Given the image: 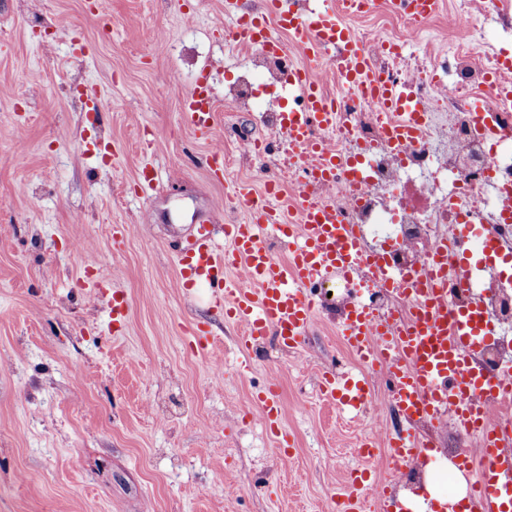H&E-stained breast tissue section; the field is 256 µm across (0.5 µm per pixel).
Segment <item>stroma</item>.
I'll list each match as a JSON object with an SVG mask.
<instances>
[{
	"instance_id": "obj_1",
	"label": "stroma",
	"mask_w": 512,
	"mask_h": 512,
	"mask_svg": "<svg viewBox=\"0 0 512 512\" xmlns=\"http://www.w3.org/2000/svg\"><path fill=\"white\" fill-rule=\"evenodd\" d=\"M345 24L403 43L408 68L443 56L460 27L512 58V29L470 0H442L411 35L387 0ZM234 27L224 0H0V512H332L360 441L383 434L381 375L355 417L318 389L321 372L358 367L341 320L367 284L322 306L299 350L267 337L246 369L239 328L210 288L179 286L176 249L195 221L213 217L218 236L247 223L243 196L293 160L282 149L256 160L242 141L278 139L261 112L288 102L270 99ZM204 70L217 113L208 141L184 125L177 96ZM245 71L252 100L225 99ZM217 148L218 175L204 164ZM147 166L159 182L149 194L138 188ZM116 224L129 235L113 238ZM116 287L128 307L119 325ZM199 326L215 341L205 354ZM268 382L284 408L275 433L253 401ZM415 429L438 450L409 460L416 475L451 446L480 457L448 422Z\"/></svg>"
}]
</instances>
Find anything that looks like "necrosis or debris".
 Wrapping results in <instances>:
<instances>
[{"instance_id": "1", "label": "necrosis or debris", "mask_w": 512, "mask_h": 512, "mask_svg": "<svg viewBox=\"0 0 512 512\" xmlns=\"http://www.w3.org/2000/svg\"><path fill=\"white\" fill-rule=\"evenodd\" d=\"M493 55L475 59L469 44L455 48V66L447 85L433 83L429 67L411 81L430 112L425 135L414 145L397 149L383 134L376 105L353 92L339 99L341 113L328 140L340 160L363 154L362 179L347 173L336 178L335 196L348 223L368 241L388 244L389 264L402 272L425 270L444 229L463 224L482 226L512 247V221L499 212L500 198L512 195V113L497 109L487 76L496 71ZM483 102L492 130L474 126L473 89ZM479 299L484 316L512 328V281L487 269L477 289H460L457 308Z\"/></svg>"}]
</instances>
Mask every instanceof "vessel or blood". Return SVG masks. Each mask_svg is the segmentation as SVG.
<instances>
[{
  "label": "vessel or blood",
  "instance_id": "obj_1",
  "mask_svg": "<svg viewBox=\"0 0 512 512\" xmlns=\"http://www.w3.org/2000/svg\"><path fill=\"white\" fill-rule=\"evenodd\" d=\"M390 4L399 15L420 23L439 12L441 0H390ZM373 6L374 0H341L340 11L325 8L306 13L295 10L294 0H267L263 12L241 15L237 0L224 2L226 12L238 15L240 35L257 50L282 53L279 35L283 32L297 40L301 50H335L337 75L388 115L384 136L401 148L424 134L428 107L410 83L379 73L345 27L344 17H364ZM318 64L313 56L308 62L289 65L288 86L296 90L298 104L280 115L292 142L312 159L297 178L300 206L296 214L288 212L281 182L269 180L264 198L244 201L250 222L225 225L228 249L218 247L209 222L195 226L192 237L179 249L181 284L211 287L213 302L223 306L226 318L239 324L237 344L245 353L270 335L289 350H298L321 303L318 285L338 275L351 283L366 278L414 298L407 320L383 318L371 306L349 303L341 325L342 342L358 361L383 371L391 384V405L409 422L438 421L449 414L456 429L474 436L483 467L471 483L473 508L475 512H512V429L494 416L499 402L512 399V366L490 374L476 364L481 344L494 328L476 309L454 306V293L465 282L448 276V261L469 268L471 238L464 233L451 242L440 239L433 265L405 274L387 265L380 253L363 248L355 225L344 222L335 203L308 199L310 181L335 182L341 168L324 136H311L316 129L325 135L336 125L333 101L311 77ZM181 99L186 122L202 137H211L216 109L208 74H201ZM271 224L288 241L287 259H278L272 252L267 238ZM231 268L242 273L247 287L227 279ZM319 391L325 400L355 414L372 398L367 376L352 371L324 372ZM256 403L267 426L277 429L283 408L275 384L259 391ZM381 448L399 466L418 452L419 443L396 436L380 444L368 437L359 453L370 458ZM349 483L352 491L337 499L336 512H369L373 507L392 512L387 500L376 495L368 469H353Z\"/></svg>",
  "mask_w": 512,
  "mask_h": 512
}]
</instances>
